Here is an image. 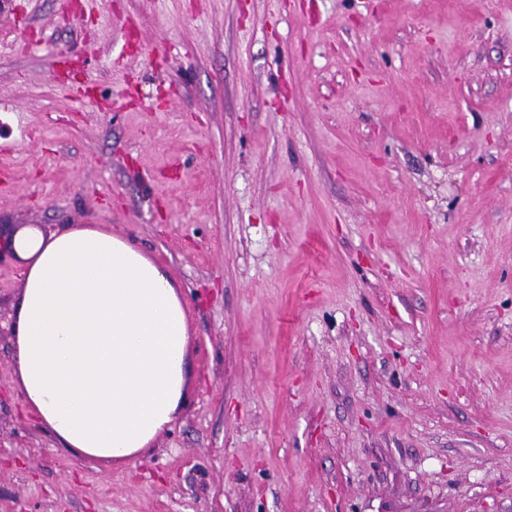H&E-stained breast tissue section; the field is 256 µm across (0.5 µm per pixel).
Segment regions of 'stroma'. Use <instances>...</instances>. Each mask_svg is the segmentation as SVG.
Listing matches in <instances>:
<instances>
[{"label":"stroma","instance_id":"stroma-1","mask_svg":"<svg viewBox=\"0 0 512 512\" xmlns=\"http://www.w3.org/2000/svg\"><path fill=\"white\" fill-rule=\"evenodd\" d=\"M0 96V231L111 228L192 331L152 454L89 467L1 253L0 512H512V0H0Z\"/></svg>","mask_w":512,"mask_h":512}]
</instances>
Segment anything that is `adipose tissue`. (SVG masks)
Masks as SVG:
<instances>
[{
    "label": "adipose tissue",
    "instance_id": "1",
    "mask_svg": "<svg viewBox=\"0 0 512 512\" xmlns=\"http://www.w3.org/2000/svg\"><path fill=\"white\" fill-rule=\"evenodd\" d=\"M15 382L58 448L89 465L145 457L184 405L188 306L129 239L85 226L15 229Z\"/></svg>",
    "mask_w": 512,
    "mask_h": 512
}]
</instances>
